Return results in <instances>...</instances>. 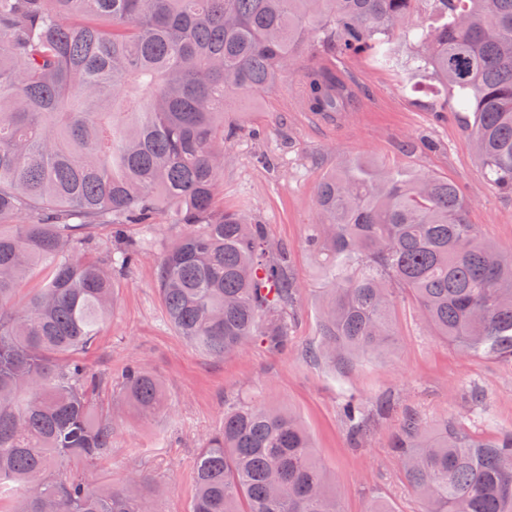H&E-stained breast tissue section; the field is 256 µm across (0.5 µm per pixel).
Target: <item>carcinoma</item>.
Wrapping results in <instances>:
<instances>
[{
  "mask_svg": "<svg viewBox=\"0 0 512 512\" xmlns=\"http://www.w3.org/2000/svg\"><path fill=\"white\" fill-rule=\"evenodd\" d=\"M422 12L405 56L391 34ZM308 44V111L355 109L328 51L366 54L406 84L428 73L460 106L487 183L512 192V0H0V512H152L143 479L83 476L112 456L114 426L78 355L144 247L127 226H184L156 287L187 343L210 357L253 339L288 348V248L224 209L217 186L227 101L271 91ZM315 210L320 357L381 352L400 289L433 335L512 361V254L479 238L453 182L350 160L318 181ZM99 225L112 244L91 258ZM118 394L146 415L164 405L138 366ZM343 413L359 441L363 407L351 398ZM394 448L422 512H512L511 431L477 439L409 413ZM194 485L191 512H341L299 418L241 402L198 449Z\"/></svg>",
  "mask_w": 512,
  "mask_h": 512,
  "instance_id": "carcinoma-1",
  "label": "carcinoma"
}]
</instances>
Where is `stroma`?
<instances>
[{"label": "stroma", "mask_w": 512, "mask_h": 512, "mask_svg": "<svg viewBox=\"0 0 512 512\" xmlns=\"http://www.w3.org/2000/svg\"><path fill=\"white\" fill-rule=\"evenodd\" d=\"M336 64L361 87L360 111L334 120L304 111L295 67L271 93L238 99L224 116L219 198L226 209L264 225L271 242L287 245L301 288L287 351L272 353L251 341L212 358L186 343L169 324L156 289L161 250L180 228L131 226L147 244L132 272L120 277L112 315L84 357L106 380L96 409L114 423L112 458L87 471L89 482L117 485L144 475L156 488L153 512H190L200 445L223 425L226 402L252 401L300 418L333 476L341 512H369L377 501L391 512H421L392 448L407 413L429 426L452 418L485 438L512 431V362L469 355L430 334L406 292L395 293L394 344L387 355L335 368L313 354L321 343L317 294L323 285L319 259L308 245L314 190L340 162L360 159L454 182L481 239L512 251V194L487 184L456 113L440 111L434 80L404 85L396 72L376 68L363 54ZM129 364L160 381L164 410L143 418L118 402L121 372ZM475 390L481 402L471 401ZM351 395L368 413L357 442L341 414ZM383 399L392 406L381 414L377 403Z\"/></svg>", "instance_id": "stroma-1"}]
</instances>
